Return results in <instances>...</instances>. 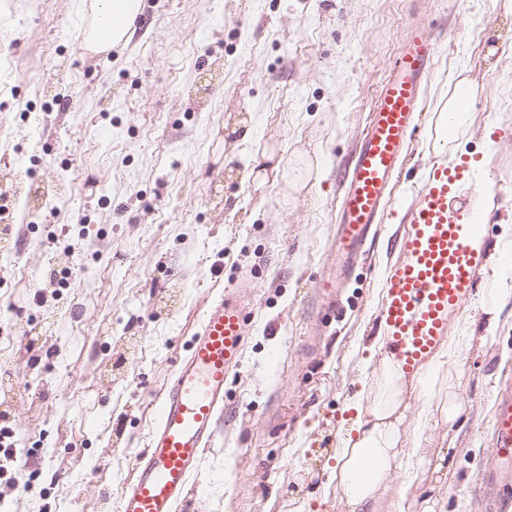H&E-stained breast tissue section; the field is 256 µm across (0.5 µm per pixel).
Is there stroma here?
<instances>
[{"mask_svg":"<svg viewBox=\"0 0 512 512\" xmlns=\"http://www.w3.org/2000/svg\"><path fill=\"white\" fill-rule=\"evenodd\" d=\"M99 0H0V429L28 461L0 512H112L160 393L207 305L254 272L258 304L219 434L186 512H346L331 468L345 409L383 355L382 288L439 145L489 156L484 263L436 362L460 379L455 429L414 400L391 489L480 512L491 397L512 374V295L478 302L512 235V0H141L125 38L79 41ZM437 40L394 203L337 308L331 268L344 165L407 31ZM466 65L476 99L439 139Z\"/></svg>","mask_w":512,"mask_h":512,"instance_id":"35a3bbf8","label":"stroma"}]
</instances>
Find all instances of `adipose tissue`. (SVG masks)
<instances>
[{
    "instance_id": "adipose-tissue-1",
    "label": "adipose tissue",
    "mask_w": 512,
    "mask_h": 512,
    "mask_svg": "<svg viewBox=\"0 0 512 512\" xmlns=\"http://www.w3.org/2000/svg\"><path fill=\"white\" fill-rule=\"evenodd\" d=\"M355 418L336 454L333 476L346 497L348 512H378L387 481L398 465L407 418V393L429 395L433 417L455 424L462 412L461 383L454 374L428 370L407 373L392 357L360 379Z\"/></svg>"
}]
</instances>
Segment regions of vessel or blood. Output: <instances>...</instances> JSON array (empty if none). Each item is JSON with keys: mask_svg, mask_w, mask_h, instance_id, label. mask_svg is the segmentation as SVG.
<instances>
[{"mask_svg": "<svg viewBox=\"0 0 512 512\" xmlns=\"http://www.w3.org/2000/svg\"><path fill=\"white\" fill-rule=\"evenodd\" d=\"M436 41L411 31L393 57L346 167L337 200L330 252L339 271L365 253L374 226L383 223L392 189L415 129L423 87L433 73ZM469 156L445 154L428 171L407 222L402 259L384 285L383 345L406 369L425 364L447 339L448 319L475 285L483 213L475 205ZM248 335L246 304L222 295L206 310L174 378L159 400L147 448L121 494L116 512H177L190 480L218 429L224 383L243 359ZM490 446L478 471L482 512H502L512 502V384L491 406Z\"/></svg>", "mask_w": 512, "mask_h": 512, "instance_id": "1", "label": "vessel or blood"}]
</instances>
